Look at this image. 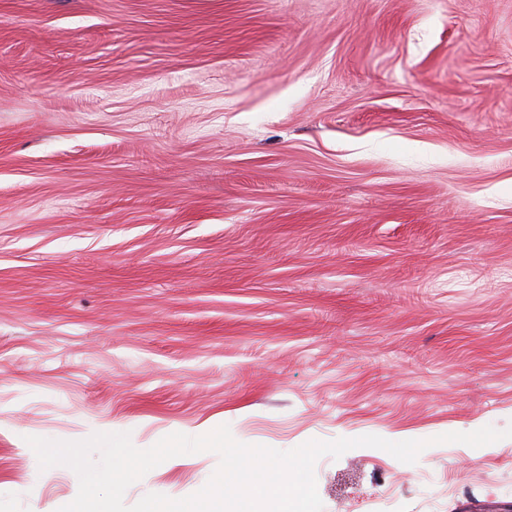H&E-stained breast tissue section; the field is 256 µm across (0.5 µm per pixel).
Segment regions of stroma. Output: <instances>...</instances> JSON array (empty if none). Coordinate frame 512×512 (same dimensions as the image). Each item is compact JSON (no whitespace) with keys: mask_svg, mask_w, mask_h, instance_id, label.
I'll return each mask as SVG.
<instances>
[{"mask_svg":"<svg viewBox=\"0 0 512 512\" xmlns=\"http://www.w3.org/2000/svg\"><path fill=\"white\" fill-rule=\"evenodd\" d=\"M430 440L323 512H512V0H0V512L30 436ZM212 452L124 495H189Z\"/></svg>","mask_w":512,"mask_h":512,"instance_id":"1","label":"stroma"}]
</instances>
